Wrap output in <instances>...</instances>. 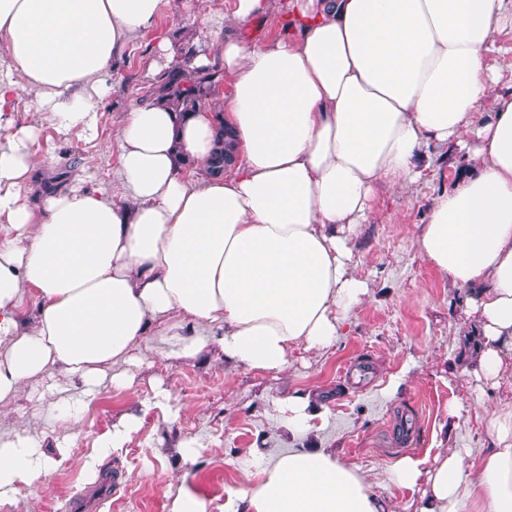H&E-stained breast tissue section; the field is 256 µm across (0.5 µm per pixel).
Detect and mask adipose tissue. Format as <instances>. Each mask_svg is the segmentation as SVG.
I'll use <instances>...</instances> for the list:
<instances>
[{
    "label": "adipose tissue",
    "instance_id": "obj_1",
    "mask_svg": "<svg viewBox=\"0 0 512 512\" xmlns=\"http://www.w3.org/2000/svg\"><path fill=\"white\" fill-rule=\"evenodd\" d=\"M168 2L0 0V414L23 398L79 422L104 382L132 388L123 367L156 326L175 357L216 348L256 371L324 352L369 294L352 233L380 189L412 191L434 144L466 150L470 167L416 244L470 291L463 315L481 341L464 375L499 384L512 371V91L487 56L512 0H226L229 35L192 62L223 82V118L137 104L116 132L111 187L87 171L24 197L41 123L92 141L113 60ZM276 12L279 34L240 37ZM25 94L39 121L20 126ZM487 428L478 461L452 448L395 462L397 483L421 488L420 512H512V407ZM66 458L51 428L0 427V501ZM227 505L393 512L356 467L304 449Z\"/></svg>",
    "mask_w": 512,
    "mask_h": 512
}]
</instances>
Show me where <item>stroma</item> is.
<instances>
[{"label": "stroma", "instance_id": "stroma-1", "mask_svg": "<svg viewBox=\"0 0 512 512\" xmlns=\"http://www.w3.org/2000/svg\"><path fill=\"white\" fill-rule=\"evenodd\" d=\"M224 0H175L155 25L129 42L112 64L111 89L98 104V135L87 143L43 127V178L69 188L83 169L111 187L119 162L114 131L128 110L152 95L147 66L160 38L176 56L204 52L224 36ZM413 193L381 190L352 239L356 277L369 287L341 336L325 352L296 358L280 373L248 370L220 351L196 359L171 356L169 337L153 330L130 366L133 389L105 386L84 418L67 428L69 455L44 485L21 490L0 512H170V485L189 478L224 512L229 493L258 483L267 464L292 449H332L358 468L395 512H418L420 491L399 486L401 457H432L451 448L480 457L492 439L486 419L512 401V379L500 387L460 377L477 338L462 310L468 293L453 286L418 250L416 239L434 199L467 170L463 153L438 145ZM312 394V426L289 430L276 400ZM461 406L448 413L450 402ZM128 414L140 429L123 448L88 466L94 440ZM200 447L185 462L186 441Z\"/></svg>", "mask_w": 512, "mask_h": 512}]
</instances>
